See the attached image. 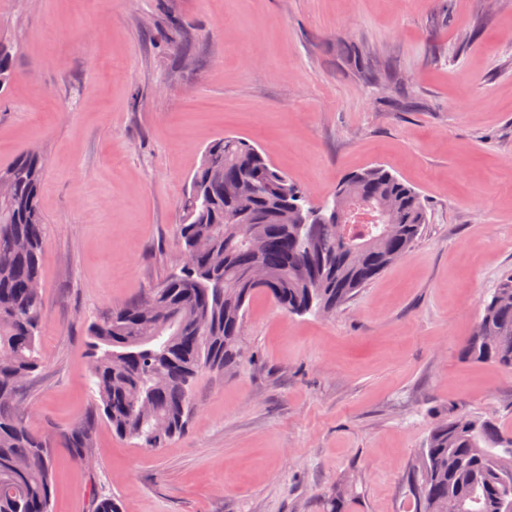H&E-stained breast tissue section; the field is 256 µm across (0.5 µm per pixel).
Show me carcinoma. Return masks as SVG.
I'll return each mask as SVG.
<instances>
[{
  "label": "carcinoma",
  "mask_w": 512,
  "mask_h": 512,
  "mask_svg": "<svg viewBox=\"0 0 512 512\" xmlns=\"http://www.w3.org/2000/svg\"><path fill=\"white\" fill-rule=\"evenodd\" d=\"M14 47L0 41V89L13 76ZM349 65L375 84H397L395 72L365 61L356 48ZM45 170L32 149L0 166V512H53L50 443L28 426L19 400L42 367L46 319L39 283L47 230L39 206ZM348 197L339 224L285 223L283 209L305 190L259 147L234 135L210 142L181 199L179 247L201 239L208 249L189 269L172 273L148 294L159 309L134 301L87 329L90 381L97 399L90 416L67 431L77 459L91 447L94 424L161 448L187 426L193 382L205 370H226L241 357L238 328L257 294L292 315H330L401 258L427 223L420 193L383 166L336 184L332 210ZM382 202V216L374 205ZM262 232L256 251L249 232ZM261 266L262 284L247 272ZM459 358L512 374V271L484 299L480 320ZM406 483L412 512H512V431L493 418L460 414L437 423L411 465Z\"/></svg>",
  "instance_id": "1"
}]
</instances>
